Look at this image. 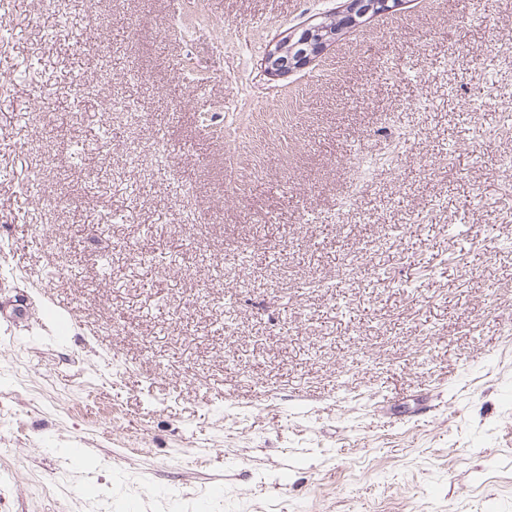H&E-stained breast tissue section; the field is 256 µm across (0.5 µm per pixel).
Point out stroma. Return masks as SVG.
<instances>
[{"mask_svg": "<svg viewBox=\"0 0 512 512\" xmlns=\"http://www.w3.org/2000/svg\"><path fill=\"white\" fill-rule=\"evenodd\" d=\"M345 4L0 19V512H512V0H401L266 75ZM294 29L284 38L269 45L263 58L264 71L271 77L288 74L293 67H305L324 53L335 42V31L322 26H312L308 32L298 36Z\"/></svg>", "mask_w": 512, "mask_h": 512, "instance_id": "1", "label": "stroma"}]
</instances>
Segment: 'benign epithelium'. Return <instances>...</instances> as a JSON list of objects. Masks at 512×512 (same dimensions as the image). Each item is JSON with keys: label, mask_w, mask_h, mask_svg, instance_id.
I'll use <instances>...</instances> for the list:
<instances>
[{"label": "benign epithelium", "mask_w": 512, "mask_h": 512, "mask_svg": "<svg viewBox=\"0 0 512 512\" xmlns=\"http://www.w3.org/2000/svg\"><path fill=\"white\" fill-rule=\"evenodd\" d=\"M399 0H347L346 26L360 25L369 15L380 13V7L391 11ZM335 42V32L321 26H313L309 31L298 34L293 30L286 37L269 45L263 58L264 71L271 77L282 76L293 67H305L309 62L324 53Z\"/></svg>", "instance_id": "obj_1"}]
</instances>
